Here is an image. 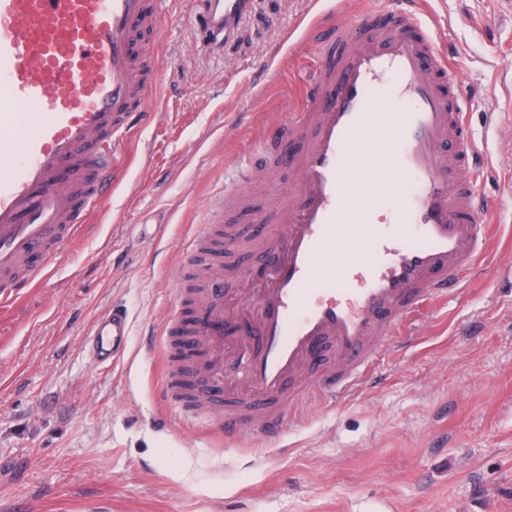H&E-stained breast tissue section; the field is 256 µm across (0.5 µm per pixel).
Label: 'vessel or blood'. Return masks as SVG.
<instances>
[{"label":"vessel or blood","mask_w":512,"mask_h":512,"mask_svg":"<svg viewBox=\"0 0 512 512\" xmlns=\"http://www.w3.org/2000/svg\"><path fill=\"white\" fill-rule=\"evenodd\" d=\"M160 0H0V305L13 306L49 273V259L86 231L112 188L113 157L132 113L144 111L154 71L138 63ZM249 0H210L206 25L227 33ZM316 82L284 132L257 141L254 155L298 173L280 208L282 224L254 221L273 245L253 306L255 328L224 393V281L213 278L184 326L206 345L212 374L170 402L225 440L278 436L288 406L312 394L336 397L366 382L391 341L412 342L407 324L474 274L492 243L481 220L477 147L456 94L458 78L407 0L351 12L315 52ZM383 111H376V104ZM401 113L390 125L387 112ZM380 154L404 224L368 223L346 204L356 154ZM416 190L400 195L402 175ZM359 224L367 257L347 268L336 252ZM123 310L99 318L88 346L101 363L124 354Z\"/></svg>","instance_id":"b4317fda"}]
</instances>
